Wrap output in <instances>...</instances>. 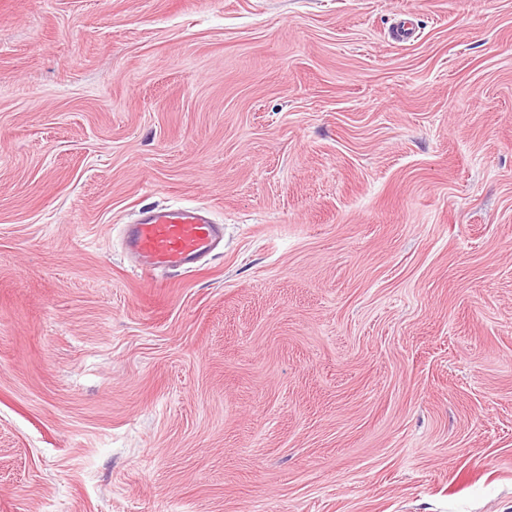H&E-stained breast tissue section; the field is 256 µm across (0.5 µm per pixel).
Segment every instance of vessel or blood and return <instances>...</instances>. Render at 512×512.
I'll return each instance as SVG.
<instances>
[{
    "label": "vessel or blood",
    "mask_w": 512,
    "mask_h": 512,
    "mask_svg": "<svg viewBox=\"0 0 512 512\" xmlns=\"http://www.w3.org/2000/svg\"><path fill=\"white\" fill-rule=\"evenodd\" d=\"M223 240L222 225L200 206L149 208L123 227V243L141 272H189Z\"/></svg>",
    "instance_id": "1"
}]
</instances>
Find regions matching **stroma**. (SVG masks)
I'll return each instance as SVG.
<instances>
[{"mask_svg": "<svg viewBox=\"0 0 512 512\" xmlns=\"http://www.w3.org/2000/svg\"><path fill=\"white\" fill-rule=\"evenodd\" d=\"M0 512H512V0H0ZM223 240V226L214 224L200 206L149 208L123 226L125 250L135 269L154 272L168 268L190 272Z\"/></svg>", "mask_w": 512, "mask_h": 512, "instance_id": "1", "label": "stroma"}]
</instances>
